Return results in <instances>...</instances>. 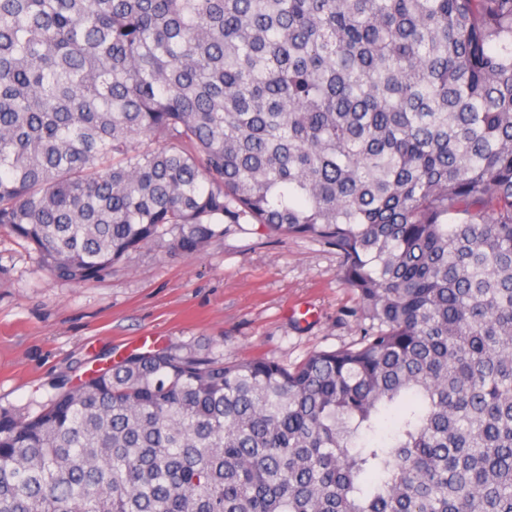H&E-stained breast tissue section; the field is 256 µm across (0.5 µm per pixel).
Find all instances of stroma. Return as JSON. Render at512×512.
<instances>
[{"mask_svg": "<svg viewBox=\"0 0 512 512\" xmlns=\"http://www.w3.org/2000/svg\"><path fill=\"white\" fill-rule=\"evenodd\" d=\"M338 266L319 242L245 221L199 256L144 248L93 282L64 283L0 230V409L37 413L55 386L147 343L285 366L350 345L361 325Z\"/></svg>", "mask_w": 512, "mask_h": 512, "instance_id": "35a3bbf8", "label": "stroma"}]
</instances>
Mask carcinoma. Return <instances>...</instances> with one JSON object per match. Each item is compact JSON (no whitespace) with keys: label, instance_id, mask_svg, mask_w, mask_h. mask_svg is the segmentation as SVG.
<instances>
[{"label":"carcinoma","instance_id":"carcinoma-1","mask_svg":"<svg viewBox=\"0 0 512 512\" xmlns=\"http://www.w3.org/2000/svg\"><path fill=\"white\" fill-rule=\"evenodd\" d=\"M244 219L336 250L359 341L0 411V512H512V0H0V228L42 268Z\"/></svg>","mask_w":512,"mask_h":512}]
</instances>
